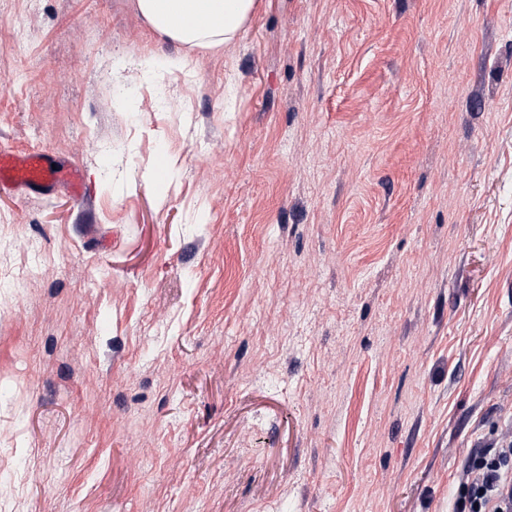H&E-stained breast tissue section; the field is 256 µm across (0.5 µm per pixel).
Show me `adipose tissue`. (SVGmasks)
<instances>
[{
  "instance_id": "1",
  "label": "adipose tissue",
  "mask_w": 512,
  "mask_h": 512,
  "mask_svg": "<svg viewBox=\"0 0 512 512\" xmlns=\"http://www.w3.org/2000/svg\"><path fill=\"white\" fill-rule=\"evenodd\" d=\"M136 7L158 35L204 48L239 34L253 15L256 0H136Z\"/></svg>"
}]
</instances>
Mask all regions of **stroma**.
I'll return each instance as SVG.
<instances>
[{
    "instance_id": "stroma-1",
    "label": "stroma",
    "mask_w": 512,
    "mask_h": 512,
    "mask_svg": "<svg viewBox=\"0 0 512 512\" xmlns=\"http://www.w3.org/2000/svg\"><path fill=\"white\" fill-rule=\"evenodd\" d=\"M1 146L88 193H0V512H451L512 435V0H0ZM136 7L161 37L204 48L239 34L253 15L256 0H136Z\"/></svg>"
}]
</instances>
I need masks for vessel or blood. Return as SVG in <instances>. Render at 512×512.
Wrapping results in <instances>:
<instances>
[{"mask_svg":"<svg viewBox=\"0 0 512 512\" xmlns=\"http://www.w3.org/2000/svg\"><path fill=\"white\" fill-rule=\"evenodd\" d=\"M66 181L71 191L83 195L82 175L78 167L54 168L50 156L40 151L27 154L0 152V190H43L56 181Z\"/></svg>","mask_w":512,"mask_h":512,"instance_id":"1","label":"vessel or blood"}]
</instances>
